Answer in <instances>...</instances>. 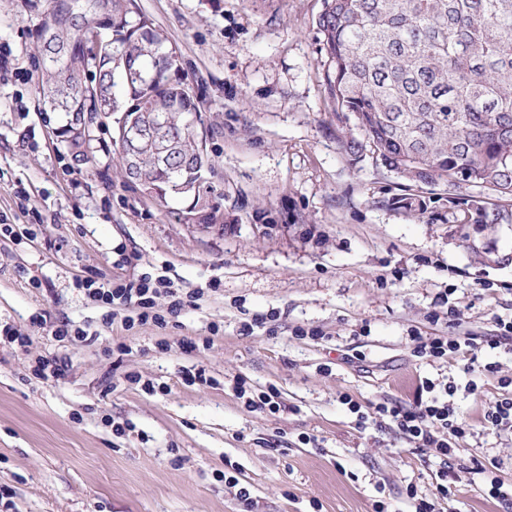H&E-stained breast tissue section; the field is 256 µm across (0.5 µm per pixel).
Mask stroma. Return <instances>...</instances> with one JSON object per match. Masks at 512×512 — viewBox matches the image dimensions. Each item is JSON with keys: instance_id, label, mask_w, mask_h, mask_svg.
Instances as JSON below:
<instances>
[{"instance_id": "stroma-1", "label": "stroma", "mask_w": 512, "mask_h": 512, "mask_svg": "<svg viewBox=\"0 0 512 512\" xmlns=\"http://www.w3.org/2000/svg\"><path fill=\"white\" fill-rule=\"evenodd\" d=\"M134 3L213 119L224 228L176 223L117 177L105 150L90 169L73 160L58 135L65 115L42 111L37 89L49 0H0V45L25 70L0 69V218L12 227L0 230V329L29 339L0 340V512H371L377 500L411 512L407 487L430 494L439 458L392 426L358 425L341 397L411 406L422 380L448 377L474 386L455 398L473 426L459 458L499 463L512 485V433L482 422L500 378H512V351H482L465 374L461 358H417L410 341L491 336L495 317L512 318V224L459 223L441 183L421 189L423 213L406 211L396 173L344 152L336 130L355 118L324 83L322 0ZM94 274L162 276L200 298L163 329L109 327L77 286ZM266 314L269 328L243 331ZM67 319L90 340L40 326ZM185 339L196 349L183 351ZM119 343L129 352L118 359ZM56 355L65 375L35 379V361ZM490 362L497 374L483 371ZM189 370L207 383L187 382ZM240 376L275 387L284 411H249L233 391ZM220 471L249 489L252 509ZM456 508L512 512L468 473Z\"/></svg>"}]
</instances>
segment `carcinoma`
Here are the masks:
<instances>
[{
    "label": "carcinoma",
    "mask_w": 512,
    "mask_h": 512,
    "mask_svg": "<svg viewBox=\"0 0 512 512\" xmlns=\"http://www.w3.org/2000/svg\"><path fill=\"white\" fill-rule=\"evenodd\" d=\"M133 2L50 0L48 13L64 21L37 45L45 111L67 116L60 136L77 162L93 156L101 112L143 128L166 117L169 152L113 149L120 177L144 191L192 175L199 192L180 220L222 224L215 163L196 169L200 101L175 48ZM91 18L109 32L98 54L83 45ZM317 25L328 93L362 134L341 132L346 154L370 151L409 188L448 184L463 224H512V0H323ZM462 186L478 193L451 194Z\"/></svg>",
    "instance_id": "1"
}]
</instances>
